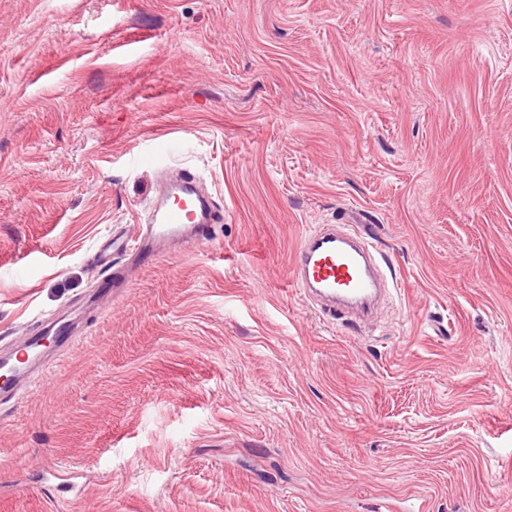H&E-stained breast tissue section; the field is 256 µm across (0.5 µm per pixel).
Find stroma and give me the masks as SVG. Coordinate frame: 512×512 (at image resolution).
<instances>
[{
    "mask_svg": "<svg viewBox=\"0 0 512 512\" xmlns=\"http://www.w3.org/2000/svg\"><path fill=\"white\" fill-rule=\"evenodd\" d=\"M161 141L224 221L87 307ZM351 217L363 329L291 275ZM66 312L0 512H512V0H0V349Z\"/></svg>",
    "mask_w": 512,
    "mask_h": 512,
    "instance_id": "1",
    "label": "stroma"
}]
</instances>
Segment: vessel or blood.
I'll return each instance as SVG.
<instances>
[{"label":"vessel or blood","mask_w":512,"mask_h":512,"mask_svg":"<svg viewBox=\"0 0 512 512\" xmlns=\"http://www.w3.org/2000/svg\"><path fill=\"white\" fill-rule=\"evenodd\" d=\"M223 220V214L197 191L194 176L179 174L159 190L151 221L139 235L116 234L99 246L93 257L101 274L97 299L114 300L123 295L134 272L156 260L168 240L185 236L193 245H200L207 241L211 226ZM294 265L295 286L317 298L324 311L340 317L356 310L369 313L382 293L368 243L341 225L306 235L295 251ZM48 372L43 360L32 372L24 367L5 368L0 395L18 397Z\"/></svg>","instance_id":"b4317fda"}]
</instances>
